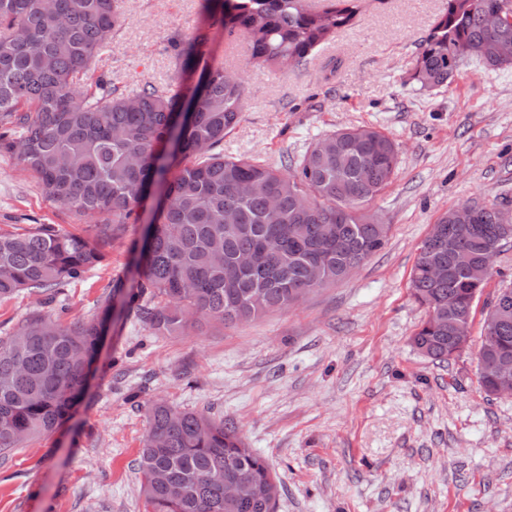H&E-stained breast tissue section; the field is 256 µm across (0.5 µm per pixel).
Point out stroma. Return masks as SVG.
I'll return each instance as SVG.
<instances>
[{
    "label": "stroma",
    "mask_w": 512,
    "mask_h": 512,
    "mask_svg": "<svg viewBox=\"0 0 512 512\" xmlns=\"http://www.w3.org/2000/svg\"><path fill=\"white\" fill-rule=\"evenodd\" d=\"M118 3L120 20L78 87L103 79L118 94L192 90L199 68L181 70L171 42L195 35L205 0ZM444 8L362 0L334 42L277 74L249 62L243 34L211 28L202 65L239 74L245 90L221 152L292 170L334 129L382 131L399 163L369 209L389 225L388 239L352 276L286 312L169 336L130 314L113 323L72 418L0 458V512H151L137 463L158 398L233 423L281 478L277 512H512V399L487 396L476 367L486 308L512 282V243L475 302L468 348L439 363L410 346L426 317L410 274L431 225L462 204L512 208V70L469 64L431 92L409 80ZM139 215L106 240L104 264L62 293L0 299V336L37 311L90 320L105 295L130 288L149 208ZM39 224L93 231L47 198L15 154L0 152V232Z\"/></svg>",
    "instance_id": "stroma-1"
}]
</instances>
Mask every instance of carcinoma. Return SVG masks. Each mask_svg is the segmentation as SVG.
<instances>
[{
	"label": "carcinoma",
	"instance_id": "1",
	"mask_svg": "<svg viewBox=\"0 0 512 512\" xmlns=\"http://www.w3.org/2000/svg\"><path fill=\"white\" fill-rule=\"evenodd\" d=\"M359 0H223L217 22L248 34L250 61L275 72L299 66L348 27ZM503 0H447L423 41L410 80L431 91L452 84L466 62L510 68L501 56L512 19L491 27L482 17ZM118 20L117 0H0V148L13 151L43 193L80 215L99 218L87 236L40 224L0 233V298L47 295L80 280L105 260L102 241L161 186L136 259L139 280L122 308L159 333L203 324L224 326L286 311L310 292L348 276L387 240L386 224L368 223L365 205L391 182L395 143L368 126L326 134L309 145L292 173L255 158H226L214 148L239 123L244 87L222 67L206 70L183 111L176 94L147 86L114 95L100 82L81 91ZM208 32L176 46L183 69L199 61ZM442 214L422 241L411 272L414 300L426 319L412 346L438 362L453 357L454 324L473 319L491 276L486 254L508 243L493 212L475 207L471 224L448 229ZM250 253L237 273L232 263ZM446 265L441 281L430 261ZM500 332L485 335L477 370L487 395L497 367L512 364V303ZM116 319L106 297L95 319L65 324L40 312L0 336V457L60 428L82 399L104 337ZM139 454L140 491L153 512H276L282 483L267 457L248 447L224 417L165 401L147 410ZM247 482L252 496H224V483Z\"/></svg>",
	"mask_w": 512,
	"mask_h": 512
}]
</instances>
